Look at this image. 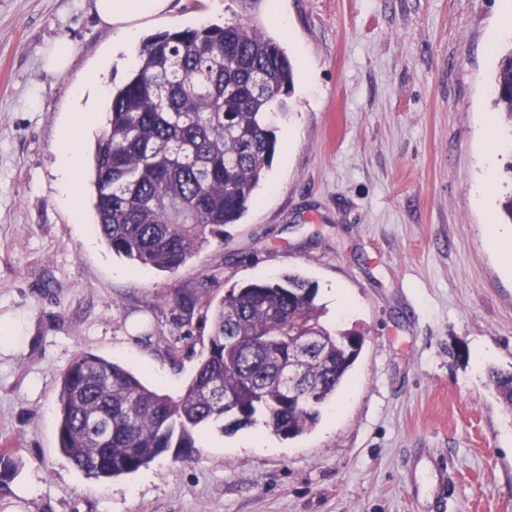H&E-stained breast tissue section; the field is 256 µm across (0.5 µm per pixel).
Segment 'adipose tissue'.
Listing matches in <instances>:
<instances>
[{"label": "adipose tissue", "mask_w": 512, "mask_h": 512, "mask_svg": "<svg viewBox=\"0 0 512 512\" xmlns=\"http://www.w3.org/2000/svg\"><path fill=\"white\" fill-rule=\"evenodd\" d=\"M170 0H94V11L102 25L112 31V48L125 53L128 65H135L139 42V22L148 16H159L169 8ZM110 61L90 78L78 82L73 88L76 108L59 131V147L55 152L54 175L59 189V201L74 220L82 218L80 185L81 151L86 135L102 120L100 106L108 90ZM486 150L481 157L484 172L477 186L476 203L485 206L495 185L494 171L504 139L494 117H486L483 126Z\"/></svg>", "instance_id": "ef3b65f1"}]
</instances>
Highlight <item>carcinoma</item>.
<instances>
[{"mask_svg":"<svg viewBox=\"0 0 512 512\" xmlns=\"http://www.w3.org/2000/svg\"><path fill=\"white\" fill-rule=\"evenodd\" d=\"M295 68L285 49L237 19L148 37L127 80L112 88L106 129L89 161L96 228L131 264L179 270L212 235L236 224L263 186L277 136L266 122L287 106ZM495 105L512 129V46L499 54ZM315 282L288 273L232 287L212 314L213 332L183 393L150 389L121 366L77 356L61 376L58 445L87 476L131 474L176 449L189 461L194 431L227 421L230 432L264 418L295 438L318 422L358 359L364 339L322 323ZM314 334L296 392L281 369L296 336ZM488 380L512 412V372ZM17 463L0 452V484Z\"/></svg>","mask_w":512,"mask_h":512,"instance_id":"obj_1","label":"carcinoma"}]
</instances>
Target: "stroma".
<instances>
[{
    "mask_svg": "<svg viewBox=\"0 0 512 512\" xmlns=\"http://www.w3.org/2000/svg\"><path fill=\"white\" fill-rule=\"evenodd\" d=\"M174 0L142 36L239 17L277 39L296 82L255 202L177 272L142 269L73 223L52 165L72 85L112 47L92 0H0V451L37 477L31 512H512V412L487 381L512 371V275L489 250L512 194L497 158L479 209L481 121L494 109L492 26L512 0ZM73 42L63 74L43 51ZM297 271L325 322L361 334L347 380L309 433L202 429L109 481L58 448L72 360L115 362L182 394L227 291ZM340 288L349 305L330 306ZM192 300L184 308V300Z\"/></svg>",
    "mask_w": 512,
    "mask_h": 512,
    "instance_id": "35a3bbf8",
    "label": "stroma"
}]
</instances>
